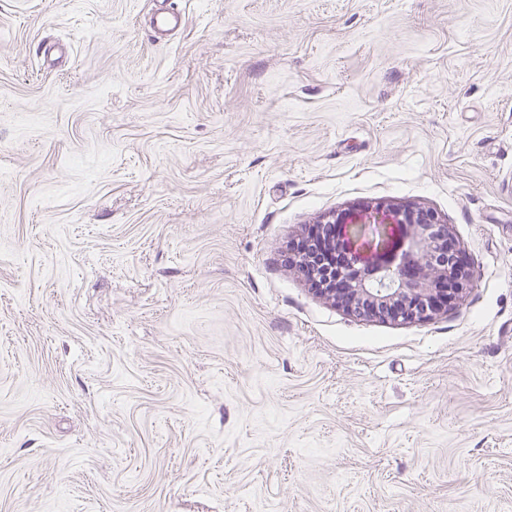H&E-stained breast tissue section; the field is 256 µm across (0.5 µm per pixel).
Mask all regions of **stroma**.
Listing matches in <instances>:
<instances>
[{"label": "stroma", "instance_id": "obj_1", "mask_svg": "<svg viewBox=\"0 0 512 512\" xmlns=\"http://www.w3.org/2000/svg\"><path fill=\"white\" fill-rule=\"evenodd\" d=\"M379 204L431 321L288 260ZM0 512H512V0H0ZM368 224L345 225L329 214L319 224L327 238L306 241L308 252L338 256L339 270L325 274V288H312L348 313L393 322H423L448 310V300L463 290L471 270L462 251L434 212L421 207L397 209V224L406 229L407 248L400 255L361 264L345 246L346 236L364 235L370 224H383L384 209L371 207ZM448 256L452 262L448 265Z\"/></svg>", "mask_w": 512, "mask_h": 512}]
</instances>
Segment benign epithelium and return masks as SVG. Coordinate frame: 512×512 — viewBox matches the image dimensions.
Segmentation results:
<instances>
[{
	"instance_id": "obj_1",
	"label": "benign epithelium",
	"mask_w": 512,
	"mask_h": 512,
	"mask_svg": "<svg viewBox=\"0 0 512 512\" xmlns=\"http://www.w3.org/2000/svg\"><path fill=\"white\" fill-rule=\"evenodd\" d=\"M384 210L370 208L369 223L345 224L334 213L320 221L327 238L306 241L310 252L339 257V270L325 274L316 292L361 318L423 322L448 310V300L463 290L471 270L448 229L434 212L421 207L396 210L405 226L407 248L373 264H361L345 246L348 236H361L369 225L383 223Z\"/></svg>"
}]
</instances>
